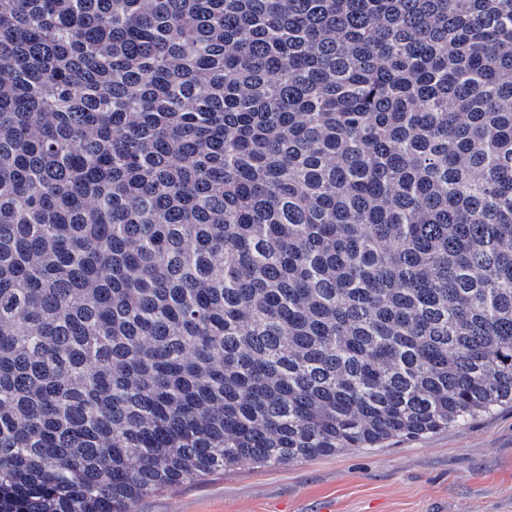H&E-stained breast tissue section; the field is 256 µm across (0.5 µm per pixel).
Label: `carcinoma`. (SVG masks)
<instances>
[{
	"instance_id": "cac0c4a2",
	"label": "carcinoma",
	"mask_w": 512,
	"mask_h": 512,
	"mask_svg": "<svg viewBox=\"0 0 512 512\" xmlns=\"http://www.w3.org/2000/svg\"><path fill=\"white\" fill-rule=\"evenodd\" d=\"M512 407V0H0V512Z\"/></svg>"
}]
</instances>
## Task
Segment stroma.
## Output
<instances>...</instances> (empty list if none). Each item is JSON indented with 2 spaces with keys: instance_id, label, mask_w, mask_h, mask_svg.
I'll return each instance as SVG.
<instances>
[{
  "instance_id": "1",
  "label": "stroma",
  "mask_w": 512,
  "mask_h": 512,
  "mask_svg": "<svg viewBox=\"0 0 512 512\" xmlns=\"http://www.w3.org/2000/svg\"><path fill=\"white\" fill-rule=\"evenodd\" d=\"M132 512H512V408L381 448L228 467Z\"/></svg>"
}]
</instances>
